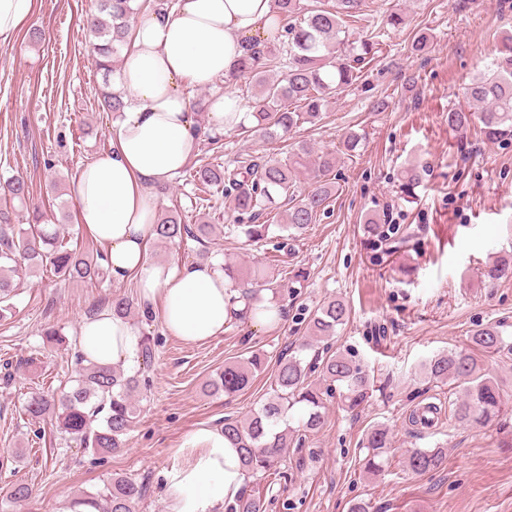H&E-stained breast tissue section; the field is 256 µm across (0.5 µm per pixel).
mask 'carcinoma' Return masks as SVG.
Here are the masks:
<instances>
[{
    "label": "carcinoma",
    "instance_id": "cac0c4a2",
    "mask_svg": "<svg viewBox=\"0 0 512 512\" xmlns=\"http://www.w3.org/2000/svg\"><path fill=\"white\" fill-rule=\"evenodd\" d=\"M276 2L282 28L279 45L251 46L231 80L243 79L257 90L251 113L254 127L270 138H284L300 124L322 120L329 100L356 81L361 65L374 58L379 42L370 37L355 44L342 36L347 23L362 15L364 0H336L330 7L315 8L303 4L302 0ZM143 9L144 4L137 0H98L96 12L87 18L98 38L94 44L95 65L104 75L113 72L114 57ZM501 44L497 74L476 77L469 84L468 98L476 111L448 112V127L463 136L477 123L479 132L491 143L512 139V34L504 35ZM99 107L118 117L124 103L121 95L106 88L101 93ZM311 154V148L301 145L288 158H269L233 169L218 163L200 164L189 169V177L204 193L198 197L201 205L210 202L207 194L212 190L224 192L235 221L242 225L247 239L258 245L269 240L272 229V225L260 224L258 220L281 197L288 199L289 208L287 223L278 225V229L293 237L325 212L335 190L329 174L336 166V156L329 152L317 155L311 163L314 189L301 199L292 198L297 169ZM0 189L4 196L22 203L29 195L27 183L21 177L5 180ZM215 230L214 224L190 226L173 212L158 214L154 225L156 240L168 244H179L185 238L201 242ZM398 231L395 224L371 223L367 226L370 246L378 248ZM95 254L96 257L90 258L79 252L60 229H48L40 224L37 214L34 223L23 225L14 211L0 207V317L12 309L10 300L19 270L49 267L64 281L106 279L103 252L97 250ZM224 273L242 295L250 298L256 313L268 309L269 299L264 291L276 297L282 288L274 284L262 265L240 270L229 264L224 266ZM484 273L491 281L512 278V261L502 258ZM349 315L345 302L329 299L310 317L308 335L319 342L332 337ZM504 349L499 326L487 325L473 331L466 346L438 354L426 366L431 380L462 388L453 409L457 422H481L502 413L497 384L485 373L482 359L493 358ZM263 366L264 361L257 355L245 362H229L224 365V371L207 382L205 390L233 398L250 386ZM317 369L338 390L312 386L309 377ZM372 383L373 377L367 370L341 353L309 362L297 355L280 360L267 401L242 420L224 419V436L238 449L245 476L255 477L270 471L281 460L288 442L297 439V430L281 427L290 410L300 408L302 431L315 433L324 423L327 399L337 396L348 407L355 408L366 400ZM139 386L138 376L127 375L112 365L83 364L69 389L51 393L34 391L23 412L28 421L35 423L47 415L54 416L61 434L85 451L102 457L125 446L137 417L135 393ZM388 445V432L384 428H375L367 435L365 472L382 470ZM445 461L446 454L441 448H414L408 451L403 467L415 474H426L440 469ZM143 497L141 483L114 473L96 492L72 499L67 510L133 512L134 505ZM225 512H264V501L254 490H243L225 505Z\"/></svg>",
    "mask_w": 512,
    "mask_h": 512
}]
</instances>
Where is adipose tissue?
I'll return each mask as SVG.
<instances>
[{"label": "adipose tissue", "mask_w": 512, "mask_h": 512, "mask_svg": "<svg viewBox=\"0 0 512 512\" xmlns=\"http://www.w3.org/2000/svg\"><path fill=\"white\" fill-rule=\"evenodd\" d=\"M276 16L274 0H179L170 13L139 19L118 75L125 108L112 147L75 175L77 222L105 246L113 280L135 279L141 303L157 308L164 331L187 342L223 335L232 313L247 304L231 300V284L216 266L149 262L161 203L156 190L187 164L197 143L185 87L212 88L208 122L227 130L244 122L247 107L220 84L249 42L278 33ZM78 342L88 362L138 360L137 329L107 306L82 318ZM182 445L200 455L180 476L185 497L178 512H208L237 495L244 476L223 430L197 428Z\"/></svg>", "instance_id": "ef3b65f1"}]
</instances>
